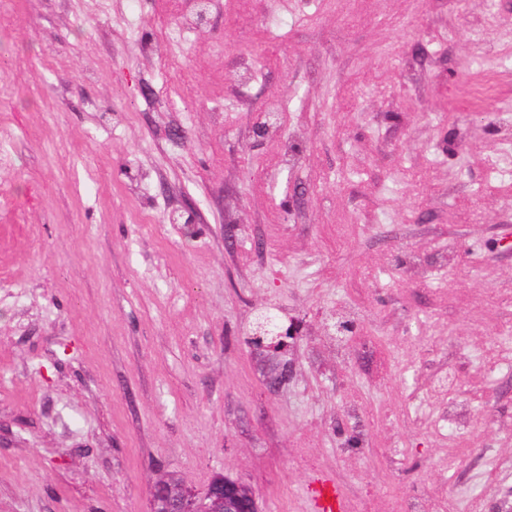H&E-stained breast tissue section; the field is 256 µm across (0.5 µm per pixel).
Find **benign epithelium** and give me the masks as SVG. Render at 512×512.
<instances>
[{"label":"benign epithelium","mask_w":512,"mask_h":512,"mask_svg":"<svg viewBox=\"0 0 512 512\" xmlns=\"http://www.w3.org/2000/svg\"><path fill=\"white\" fill-rule=\"evenodd\" d=\"M281 327L268 316L253 323L252 344L258 350L277 353L285 346ZM149 512H261L255 494L240 480L216 475L202 494L185 481L161 479L149 495Z\"/></svg>","instance_id":"1"}]
</instances>
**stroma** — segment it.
Masks as SVG:
<instances>
[{"label":"stroma","instance_id":"1","mask_svg":"<svg viewBox=\"0 0 512 512\" xmlns=\"http://www.w3.org/2000/svg\"><path fill=\"white\" fill-rule=\"evenodd\" d=\"M180 7L0 0V512L218 473L262 512H317L322 474L363 512H497L512 83L478 116L460 92L512 75V0H209L171 39ZM275 93L297 168L252 135ZM266 311L300 325L276 357ZM452 402L478 422L448 439ZM251 336L253 347L258 350L277 353L286 346V333L273 319L265 315L257 317Z\"/></svg>","mask_w":512,"mask_h":512}]
</instances>
